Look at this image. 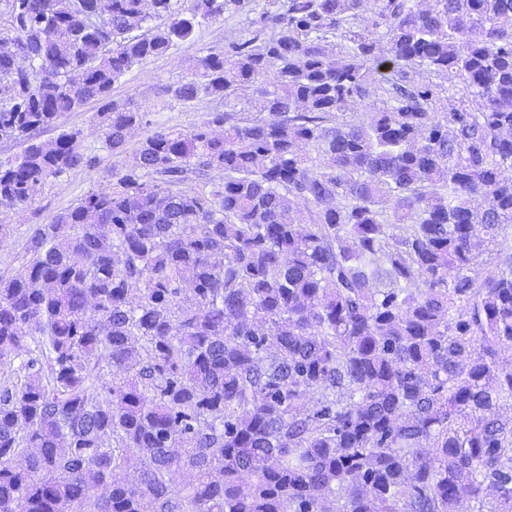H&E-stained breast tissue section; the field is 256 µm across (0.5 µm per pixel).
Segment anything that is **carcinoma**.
I'll use <instances>...</instances> for the list:
<instances>
[{
	"mask_svg": "<svg viewBox=\"0 0 512 512\" xmlns=\"http://www.w3.org/2000/svg\"><path fill=\"white\" fill-rule=\"evenodd\" d=\"M4 2L10 209L94 161L39 130L249 0H83L100 26L78 0ZM250 24L174 96L265 115L156 128L0 279V364L22 372L0 512H512V0H272ZM144 124L113 106L105 144ZM431 80L442 90V103L448 111L457 105L458 98L460 97L458 91L462 84L454 72L448 71L447 73L434 75Z\"/></svg>",
	"mask_w": 512,
	"mask_h": 512,
	"instance_id": "carcinoma-1",
	"label": "carcinoma"
}]
</instances>
